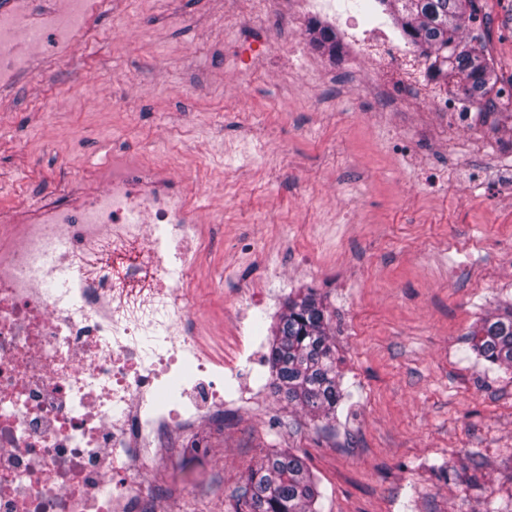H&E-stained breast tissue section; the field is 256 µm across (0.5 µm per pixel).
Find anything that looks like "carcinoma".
I'll list each match as a JSON object with an SVG mask.
<instances>
[{"label":"carcinoma","mask_w":512,"mask_h":512,"mask_svg":"<svg viewBox=\"0 0 512 512\" xmlns=\"http://www.w3.org/2000/svg\"><path fill=\"white\" fill-rule=\"evenodd\" d=\"M400 23L422 58L425 77L451 93L462 89L472 102L492 108L498 99L492 58L482 40L465 37L478 21L476 0H378ZM312 42L330 55L341 48L336 32L313 28ZM477 359L512 369V305L468 334ZM271 383L290 404L317 418L336 414L340 374L326 307L308 291L288 298L273 330ZM320 491L305 457L268 452L230 494L232 512H318Z\"/></svg>","instance_id":"carcinoma-1"}]
</instances>
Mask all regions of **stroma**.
Here are the masks:
<instances>
[{
  "label": "stroma",
  "mask_w": 512,
  "mask_h": 512,
  "mask_svg": "<svg viewBox=\"0 0 512 512\" xmlns=\"http://www.w3.org/2000/svg\"><path fill=\"white\" fill-rule=\"evenodd\" d=\"M478 6L511 79L512 0ZM311 26L258 21L250 0H111L81 39L49 33L0 75V209L70 188L119 149L166 167L209 240L190 299L199 332L229 353L259 317L250 375L267 369L286 299L323 298L343 374L335 417L244 387L210 455L164 465L196 512H229V490L275 448L305 455L319 512H512V370L465 342L512 303L499 155L512 103L445 132L442 113L345 89L338 73L373 60L316 50ZM289 40L302 53L285 64Z\"/></svg>",
  "instance_id": "obj_1"
}]
</instances>
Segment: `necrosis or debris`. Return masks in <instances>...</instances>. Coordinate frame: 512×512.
<instances>
[{
	"mask_svg": "<svg viewBox=\"0 0 512 512\" xmlns=\"http://www.w3.org/2000/svg\"><path fill=\"white\" fill-rule=\"evenodd\" d=\"M355 56L413 47L356 25ZM96 191L0 215V512H174L145 465L207 451L238 398L189 313L204 241L188 187L122 156Z\"/></svg>",
	"mask_w": 512,
	"mask_h": 512,
	"instance_id": "1",
	"label": "necrosis or debris"
}]
</instances>
